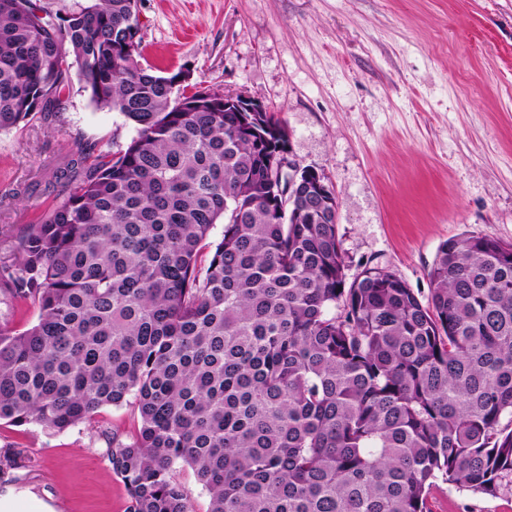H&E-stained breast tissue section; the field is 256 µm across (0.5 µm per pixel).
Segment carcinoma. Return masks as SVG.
<instances>
[{
  "instance_id": "obj_1",
  "label": "carcinoma",
  "mask_w": 512,
  "mask_h": 512,
  "mask_svg": "<svg viewBox=\"0 0 512 512\" xmlns=\"http://www.w3.org/2000/svg\"><path fill=\"white\" fill-rule=\"evenodd\" d=\"M37 2L0 0V131L64 111L75 67L136 134L57 171L75 186L0 265V300L39 312L0 321V421L63 431L134 404L105 453L128 512H196L183 466L207 512H428L438 479L512 486V244L444 241L425 300L377 267L347 282L329 185L288 174L278 214L273 115L201 86L176 111L177 72L125 50L131 0ZM0 317L10 318L16 329L23 331L36 322L38 311L33 307H29L20 313L10 305L0 303ZM180 480L190 489L194 499V507L198 512H205L208 508V495L196 481L193 471L184 467L179 471Z\"/></svg>"
}]
</instances>
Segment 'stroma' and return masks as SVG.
<instances>
[{"mask_svg":"<svg viewBox=\"0 0 512 512\" xmlns=\"http://www.w3.org/2000/svg\"><path fill=\"white\" fill-rule=\"evenodd\" d=\"M145 64L243 92L288 129L293 157L338 201L347 279L378 267L420 297L437 249L512 243V0H137ZM63 112L0 132V261L66 188L78 149L114 153L135 130L72 80ZM132 404L61 432L0 423V512H127L104 456L139 427ZM430 512H512L440 483Z\"/></svg>","mask_w":512,"mask_h":512,"instance_id":"35a3bbf8","label":"stroma"}]
</instances>
